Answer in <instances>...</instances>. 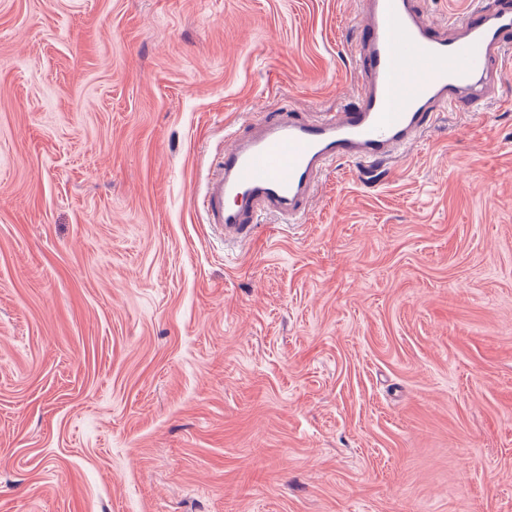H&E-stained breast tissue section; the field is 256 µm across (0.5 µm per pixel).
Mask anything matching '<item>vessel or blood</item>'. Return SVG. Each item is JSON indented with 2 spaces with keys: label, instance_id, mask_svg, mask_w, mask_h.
Wrapping results in <instances>:
<instances>
[{
  "label": "vessel or blood",
  "instance_id": "vessel-or-blood-1",
  "mask_svg": "<svg viewBox=\"0 0 512 512\" xmlns=\"http://www.w3.org/2000/svg\"><path fill=\"white\" fill-rule=\"evenodd\" d=\"M365 4L355 100L336 115L266 113L217 156L201 204L225 235L245 242L264 207L304 214L328 162L375 168L411 149L433 112L485 105L512 60V9L500 0H470L454 20L455 37L428 23L413 0Z\"/></svg>",
  "mask_w": 512,
  "mask_h": 512
}]
</instances>
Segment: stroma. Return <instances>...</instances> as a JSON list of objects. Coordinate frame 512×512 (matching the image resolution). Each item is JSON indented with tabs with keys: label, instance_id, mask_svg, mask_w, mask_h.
<instances>
[{
	"label": "stroma",
	"instance_id": "1",
	"mask_svg": "<svg viewBox=\"0 0 512 512\" xmlns=\"http://www.w3.org/2000/svg\"><path fill=\"white\" fill-rule=\"evenodd\" d=\"M360 17L0 0V512H512V73L245 245L197 203Z\"/></svg>",
	"mask_w": 512,
	"mask_h": 512
}]
</instances>
